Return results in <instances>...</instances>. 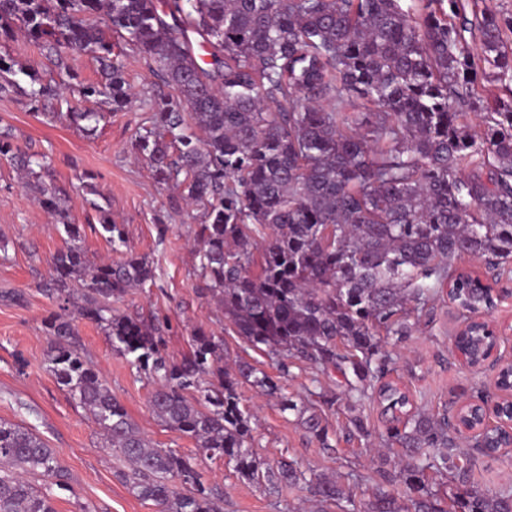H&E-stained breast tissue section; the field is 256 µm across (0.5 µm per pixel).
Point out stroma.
<instances>
[{"mask_svg":"<svg viewBox=\"0 0 512 512\" xmlns=\"http://www.w3.org/2000/svg\"><path fill=\"white\" fill-rule=\"evenodd\" d=\"M74 78L60 94L80 108L100 111L95 99H83L82 86L95 83L100 74L90 55L68 52ZM152 112L142 101L101 121L96 137L88 138L66 119L46 118L30 111L18 93L0 97V129L10 128L22 150L46 154L47 185L62 188L73 222L83 225V247L91 262H116L119 254L95 231L98 208L112 220L126 225L128 248L149 258L155 270L152 283L128 291L121 310L143 317L168 319L171 331L168 352L174 359L188 354L197 331L222 333L224 354L248 361L270 376L279 367L265 353L254 350L240 337L223 332L224 318L201 295L194 238L196 219L176 213L174 193L159 184L147 161L136 158L133 144L142 127L151 123ZM0 419L37 432L56 448L71 478V491L61 493L58 512H155L151 502L138 498L125 483L122 462L103 448L91 414L69 397L47 369L48 337L44 319L59 308L44 292L53 277L51 258L62 240L52 228L34 187L25 174L0 159ZM465 312L435 302L431 315L422 317L419 330L406 342L392 347L391 377L403 384L416 406L430 413L444 412L474 390L495 392L496 369L464 368L455 355L453 338L466 320ZM77 342L83 354L101 371L113 395L128 414L162 448L195 455L194 441L157 422L149 409L152 387L140 379L93 322L76 319ZM324 393L337 402L327 411L329 437L335 452L325 451L291 412L281 411L276 400L261 396L251 383L239 390L256 408L252 423V449L267 461L287 458L301 469L335 476L349 488L356 504H363L381 489L380 470H394L397 456L378 455L386 426L379 409L364 404L359 412L367 420V434L346 437L351 415L338 375L321 380ZM205 480L221 493L223 512H309L307 488L275 493L265 485L238 475L224 459L203 461Z\"/></svg>","mask_w":512,"mask_h":512,"instance_id":"obj_1","label":"stroma"}]
</instances>
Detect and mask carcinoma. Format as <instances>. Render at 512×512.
I'll list each match as a JSON object with an SVG mask.
<instances>
[{"label":"carcinoma","mask_w":512,"mask_h":512,"mask_svg":"<svg viewBox=\"0 0 512 512\" xmlns=\"http://www.w3.org/2000/svg\"><path fill=\"white\" fill-rule=\"evenodd\" d=\"M17 32L61 76L74 78L60 48L95 59L102 80L83 96L113 112L134 96L125 49L148 63L152 126L133 149L176 192L175 208L203 210L201 294L233 333L279 358L282 376L296 360L338 373L350 408L377 404L385 447L408 458L384 475L403 491H378L364 512H512L511 492L480 488L461 464L449 418L413 407L388 379L382 344L412 336L445 288L472 315L512 296V16H469L462 0H0V38ZM488 84L505 96L489 98ZM15 91L38 114L54 98L36 72L0 54V95ZM65 117L92 137L104 113ZM0 158L34 179L64 241L49 289L63 306L45 319L49 370L128 465L123 477L140 499L157 512H220L221 502L195 459L155 447L112 395L76 345L70 306L152 380V415L193 439L198 455L222 457L275 492L305 484L321 508L357 510L334 477L308 479L292 460L254 455L253 415L238 388L243 379L276 399L324 448L332 444L322 407L334 401L321 392L297 401L266 372L224 360L221 336L197 333L187 356L170 358L164 321L107 302L154 279L147 258L129 251L116 264H90L63 190L41 181L46 156L22 154L0 133ZM93 207L112 249L127 246L125 225ZM466 256L485 264L486 278L458 266ZM491 342L478 324L459 340L471 359ZM57 488L71 490L56 449L0 419V512H57Z\"/></svg>","instance_id":"obj_1"}]
</instances>
